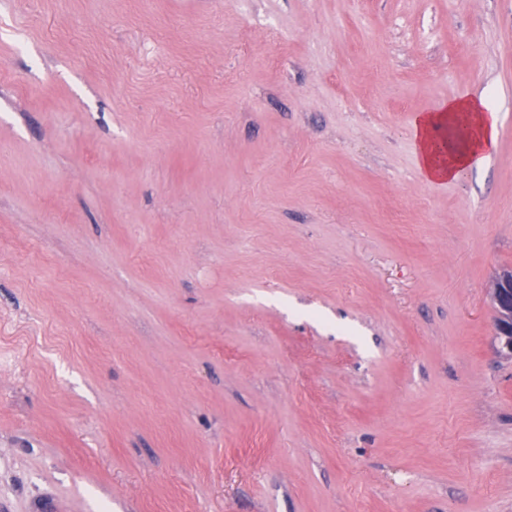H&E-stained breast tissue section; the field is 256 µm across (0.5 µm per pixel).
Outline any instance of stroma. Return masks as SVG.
<instances>
[{"label":"stroma","mask_w":512,"mask_h":512,"mask_svg":"<svg viewBox=\"0 0 512 512\" xmlns=\"http://www.w3.org/2000/svg\"><path fill=\"white\" fill-rule=\"evenodd\" d=\"M506 269L512 0H0V512H512ZM437 127L448 128V137L456 136L451 148L434 136ZM412 137L421 173L428 180L456 181L483 164L495 148L497 112L484 100L451 99L435 112L416 115ZM495 285L493 301L495 308L497 349L501 355L512 358V278L511 270L502 273Z\"/></svg>","instance_id":"stroma-1"}]
</instances>
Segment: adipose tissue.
Returning a JSON list of instances; mask_svg holds the SVG:
<instances>
[{
    "mask_svg": "<svg viewBox=\"0 0 512 512\" xmlns=\"http://www.w3.org/2000/svg\"><path fill=\"white\" fill-rule=\"evenodd\" d=\"M412 137L421 173L452 182L480 166L497 143L498 116L484 100L456 98L415 116Z\"/></svg>",
    "mask_w": 512,
    "mask_h": 512,
    "instance_id": "obj_1",
    "label": "adipose tissue"
}]
</instances>
